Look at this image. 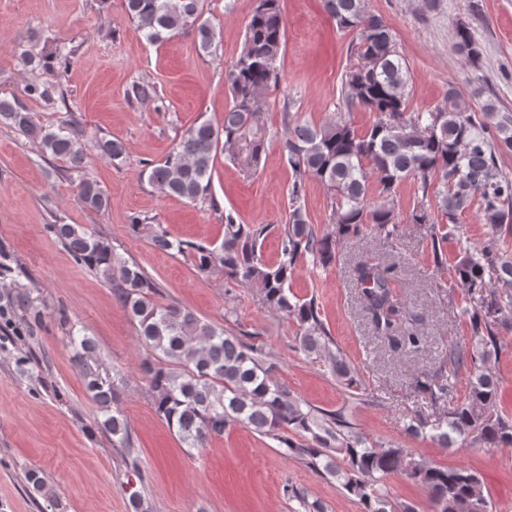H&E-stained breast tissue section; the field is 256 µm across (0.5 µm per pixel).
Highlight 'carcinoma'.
<instances>
[{
    "label": "carcinoma",
    "mask_w": 512,
    "mask_h": 512,
    "mask_svg": "<svg viewBox=\"0 0 512 512\" xmlns=\"http://www.w3.org/2000/svg\"><path fill=\"white\" fill-rule=\"evenodd\" d=\"M322 3L341 30L354 33L357 63L345 74V105L374 113L369 127L359 131L344 116L315 126L296 113L284 112L281 130H271L263 100L281 80L285 20L280 0H258L241 52L224 74L231 96L224 124L205 121L188 127L148 174L149 183L165 194L212 203L217 155L250 177L259 171L267 143L280 140L292 183L288 219L278 228L276 261L270 263L263 255L268 227L242 224L231 212L224 214V237L218 244L180 240L163 225L138 215L130 218V230L147 237L160 251L191 258L202 274L220 272L227 280L260 288L264 307L296 324L299 349L322 360L349 399L378 405L376 396L362 391L359 371L328 335L314 300L291 292L298 262L309 260L322 268L335 265L339 244L369 224L391 237L399 220L397 188L413 179L419 182L421 196L408 219L425 225L434 266L443 270L448 233L435 222V212L455 224L477 208L492 232L476 249L460 241L463 258L455 269V279L468 297L462 316L469 320L471 336L444 346L438 366L418 382L434 405L446 407L444 414L432 421L414 416L404 430L411 438H430L446 448H511L512 417L499 409V384L491 364L498 353L499 327L512 323V252L504 248L506 237L512 235V176L502 165L503 158L512 155V113L491 108L478 115L453 90L443 105L429 112L409 111L410 68L397 50L393 29L370 12L368 0ZM125 5L148 42L159 43L168 34L185 31L195 35L202 51L211 52L215 33L202 18L200 0H125ZM455 38L458 52L478 65L482 48L469 27L459 25ZM13 52L21 69L53 72L68 68L74 48L62 44L47 56L21 39ZM25 98L64 104V93L56 82L34 80L25 85L22 99L0 96V125L37 143L41 153L66 161L68 171H80L89 150L112 163L123 159L121 141L87 134L79 116L70 111L45 123L23 102ZM311 179L332 193L335 221L323 230L309 222L302 205ZM434 182L440 187L431 196ZM77 194L87 210L101 212L110 206L109 194L94 179H79ZM49 229L79 265L115 288L139 340L156 357L145 367L154 411L185 447L202 448L209 438L239 425L277 441L283 454L335 479L362 505V512H418L412 503L393 496L387 483L392 475L403 476L426 492L428 512H490L476 471L463 465L439 466L399 443L370 439L353 426L348 407L313 406L281 384L275 376L278 366L262 345L229 334L188 309L154 301L153 280L136 262L118 254L100 231L65 223ZM400 272L396 261L361 259L353 267V280L376 337L395 352L417 354L429 337L417 328L407 302L396 292ZM69 343L74 358L86 365V389L102 415L98 428L112 436V445L126 457H134L129 425L119 406L123 381L104 378L88 366L94 343L74 325L69 328ZM463 370L470 375V388L460 400L456 379ZM284 492L299 502L301 512H326L322 502L303 492L287 487Z\"/></svg>",
    "instance_id": "obj_1"
}]
</instances>
